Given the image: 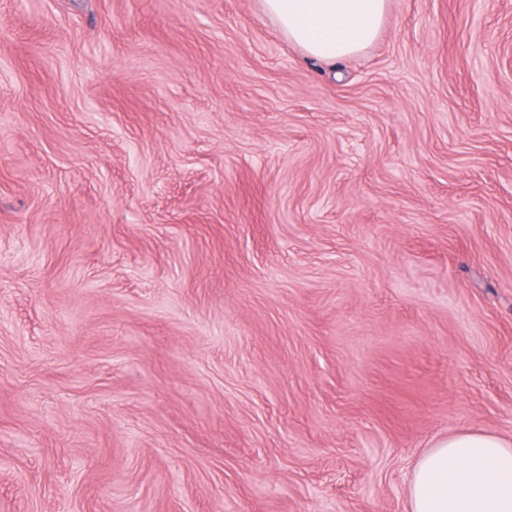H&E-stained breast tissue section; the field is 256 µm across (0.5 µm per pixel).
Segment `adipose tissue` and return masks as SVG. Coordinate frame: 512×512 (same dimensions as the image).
Instances as JSON below:
<instances>
[{"mask_svg": "<svg viewBox=\"0 0 512 512\" xmlns=\"http://www.w3.org/2000/svg\"><path fill=\"white\" fill-rule=\"evenodd\" d=\"M280 32L315 59L362 52L378 33L387 0H261ZM410 512H512V439L461 429L416 460Z\"/></svg>", "mask_w": 512, "mask_h": 512, "instance_id": "obj_1", "label": "adipose tissue"}]
</instances>
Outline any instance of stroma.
<instances>
[{
  "mask_svg": "<svg viewBox=\"0 0 512 512\" xmlns=\"http://www.w3.org/2000/svg\"><path fill=\"white\" fill-rule=\"evenodd\" d=\"M512 438V0L336 62L261 0H0V512H409ZM410 512H512V439L461 429L416 460Z\"/></svg>",
  "mask_w": 512,
  "mask_h": 512,
  "instance_id": "obj_1",
  "label": "stroma"
}]
</instances>
